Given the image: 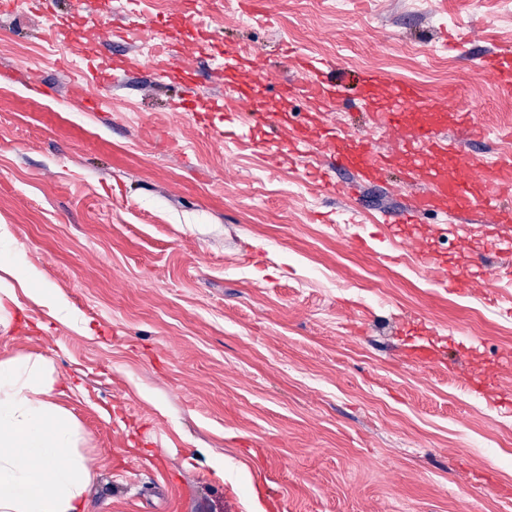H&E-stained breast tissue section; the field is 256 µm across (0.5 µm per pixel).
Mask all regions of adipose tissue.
Instances as JSON below:
<instances>
[{
	"label": "adipose tissue",
	"mask_w": 512,
	"mask_h": 512,
	"mask_svg": "<svg viewBox=\"0 0 512 512\" xmlns=\"http://www.w3.org/2000/svg\"><path fill=\"white\" fill-rule=\"evenodd\" d=\"M39 278L18 255L0 261V327L12 325L16 291L25 287L33 302L67 320L65 298L37 287ZM54 390V370L45 357L0 360V512H83L95 470L78 453L81 431L54 401Z\"/></svg>",
	"instance_id": "ef3b65f1"
}]
</instances>
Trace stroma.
Masks as SVG:
<instances>
[{"label": "stroma", "instance_id": "stroma-1", "mask_svg": "<svg viewBox=\"0 0 512 512\" xmlns=\"http://www.w3.org/2000/svg\"><path fill=\"white\" fill-rule=\"evenodd\" d=\"M264 0L269 23L242 25L207 0L216 41L175 40L199 109L224 88L225 42L248 46L270 79L272 113L294 123L367 133L361 74L378 70L425 92L452 89L483 127L512 131V96L481 75L480 56L512 45L506 0ZM72 0L0 15V225L15 252L66 299L62 323L17 291L0 359L41 355L55 367L54 400L79 423V451L99 469L85 512H512V269L487 249L477 215H432L409 241L375 223L408 193L397 174L352 204L310 182L323 160L265 166L254 141L276 127L223 136L224 123L179 112L180 88L147 65L116 70L143 44L95 23L71 32ZM464 29L462 54L440 52L442 28ZM112 83L75 75L80 45ZM340 62L334 111L301 96L288 51ZM95 94L98 110L86 109ZM265 170L257 184L252 174ZM349 218L373 248L358 249ZM466 266L470 292L440 285L418 243ZM94 328V335L81 331ZM430 345L435 363L412 361Z\"/></svg>", "mask_w": 512, "mask_h": 512}]
</instances>
